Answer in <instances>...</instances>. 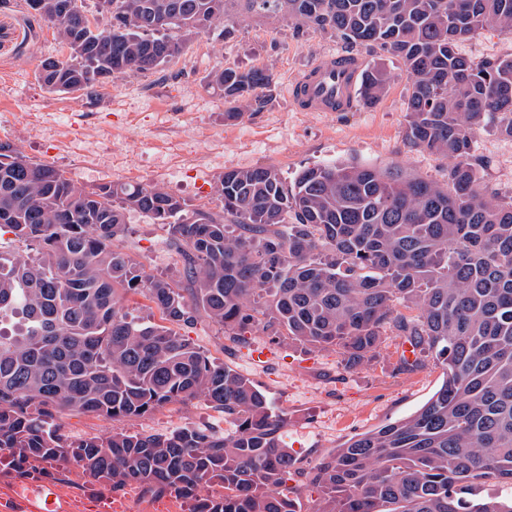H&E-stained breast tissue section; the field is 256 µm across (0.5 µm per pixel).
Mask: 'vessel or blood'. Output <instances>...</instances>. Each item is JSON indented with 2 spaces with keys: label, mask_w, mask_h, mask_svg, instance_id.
Returning a JSON list of instances; mask_svg holds the SVG:
<instances>
[{
  "label": "vessel or blood",
  "mask_w": 512,
  "mask_h": 512,
  "mask_svg": "<svg viewBox=\"0 0 512 512\" xmlns=\"http://www.w3.org/2000/svg\"><path fill=\"white\" fill-rule=\"evenodd\" d=\"M366 64L351 54H325L296 75L289 97L301 112H340L351 108ZM20 512H76L77 505L50 478H43L19 503Z\"/></svg>",
  "instance_id": "b4317fda"
}]
</instances>
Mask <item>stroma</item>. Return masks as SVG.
I'll return each instance as SVG.
<instances>
[{
    "instance_id": "stroma-1",
    "label": "stroma",
    "mask_w": 512,
    "mask_h": 512,
    "mask_svg": "<svg viewBox=\"0 0 512 512\" xmlns=\"http://www.w3.org/2000/svg\"><path fill=\"white\" fill-rule=\"evenodd\" d=\"M354 51L383 68L388 81L377 102L346 112H300L288 98L290 78L314 58ZM479 61L512 56V32L484 28L459 46ZM54 28L36 20L24 0L0 7V141L64 171L78 189L112 181L157 183L195 206H215V181L231 169L271 166L287 182L307 167L348 162L398 165L445 184L449 159L411 147L405 138L409 80L397 59L365 46H348L329 32L298 33L285 20L242 17L230 36L194 37L162 70L113 78L96 106L80 96L47 90L37 79L42 61L66 55ZM260 67L274 76L266 107L224 120V94L211 82L225 66ZM472 152L482 160L487 191L512 189V137L494 124L476 128ZM121 245L146 271L175 270L168 228L130 213ZM186 339L217 363L229 365L263 390L273 412L286 418L283 439L292 448L302 485L303 512L319 495L303 473L353 435L377 429L420 409L440 388L441 368L394 374L400 339L388 337L370 363L345 369L334 349L269 344L255 333L237 343L206 317L185 328ZM269 359L255 363V351ZM63 431L107 435L127 430L167 433L185 426L228 431L224 415L200 400L174 402L133 420L64 412Z\"/></svg>"
}]
</instances>
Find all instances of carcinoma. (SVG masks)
I'll list each match as a JSON object with an SVG mask.
<instances>
[{
	"mask_svg": "<svg viewBox=\"0 0 512 512\" xmlns=\"http://www.w3.org/2000/svg\"><path fill=\"white\" fill-rule=\"evenodd\" d=\"M68 54L42 63L55 92L100 101L111 79L158 70L195 35L229 33L239 15L284 19L401 61L411 85L406 140L452 160L439 186L398 166L334 163L288 184L277 169H232L215 208L194 207L155 183L75 188L58 168L0 141V459L14 471L73 463L120 490L195 501L194 512H302L287 486L285 424L248 377L210 360L178 331L205 315L236 340L335 349L349 366L395 336L413 347L403 374L431 361L443 382L418 411L332 449L307 472L315 512H512V194L487 193L472 131L512 136V57L475 62L460 41L485 27L512 32V0H39ZM224 120L268 102L270 71L227 66ZM387 81L369 69L361 94ZM169 227L179 277L154 275L115 242L126 213ZM148 298L161 322L128 316ZM202 399L228 434L70 435L69 411L124 420ZM492 483L504 492L481 496Z\"/></svg>",
	"mask_w": 512,
	"mask_h": 512,
	"instance_id": "obj_1",
	"label": "carcinoma"
}]
</instances>
